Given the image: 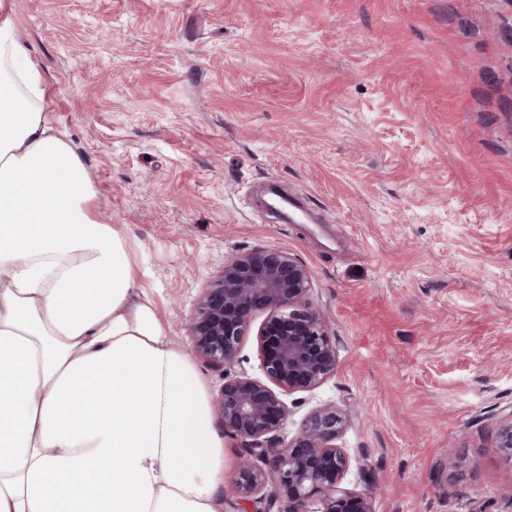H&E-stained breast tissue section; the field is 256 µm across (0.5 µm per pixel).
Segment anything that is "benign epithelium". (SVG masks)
Returning a JSON list of instances; mask_svg holds the SVG:
<instances>
[{
  "label": "benign epithelium",
  "mask_w": 512,
  "mask_h": 512,
  "mask_svg": "<svg viewBox=\"0 0 512 512\" xmlns=\"http://www.w3.org/2000/svg\"><path fill=\"white\" fill-rule=\"evenodd\" d=\"M311 284L309 268L287 252L231 256L188 320L190 350L223 374L214 413L246 453L231 487L234 496L267 500L261 512H310L314 500L322 501V512H371L365 495L343 486L350 457L336 440L348 422L344 412L321 407L294 437L279 435L290 416L283 396L316 389L336 368V348L325 317L311 303ZM258 311L268 312L257 332L263 380L235 370ZM496 448L512 464V410L500 423Z\"/></svg>",
  "instance_id": "obj_1"
}]
</instances>
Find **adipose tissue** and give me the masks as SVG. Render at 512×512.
<instances>
[{"mask_svg": "<svg viewBox=\"0 0 512 512\" xmlns=\"http://www.w3.org/2000/svg\"><path fill=\"white\" fill-rule=\"evenodd\" d=\"M0 0V512H224L209 387Z\"/></svg>", "mask_w": 512, "mask_h": 512, "instance_id": "ef3b65f1", "label": "adipose tissue"}]
</instances>
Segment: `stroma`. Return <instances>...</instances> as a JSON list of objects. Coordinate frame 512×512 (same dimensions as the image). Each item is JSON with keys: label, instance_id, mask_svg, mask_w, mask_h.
<instances>
[{"label": "stroma", "instance_id": "stroma-1", "mask_svg": "<svg viewBox=\"0 0 512 512\" xmlns=\"http://www.w3.org/2000/svg\"><path fill=\"white\" fill-rule=\"evenodd\" d=\"M43 102L169 335L226 256L311 271L372 512H512V0H14ZM328 223L256 220L259 187ZM456 455H449V448ZM496 448L501 457L512 464V409L504 416L497 432Z\"/></svg>", "mask_w": 512, "mask_h": 512}]
</instances>
